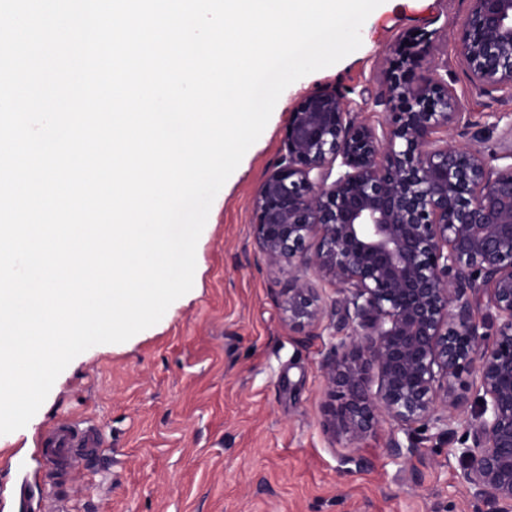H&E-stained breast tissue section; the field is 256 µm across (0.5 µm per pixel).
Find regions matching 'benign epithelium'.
Returning <instances> with one entry per match:
<instances>
[{
	"mask_svg": "<svg viewBox=\"0 0 512 512\" xmlns=\"http://www.w3.org/2000/svg\"><path fill=\"white\" fill-rule=\"evenodd\" d=\"M464 27L472 91H512V0H472ZM384 55L370 103L384 121L360 120L334 86L288 113L284 153L253 198L254 243L270 273L288 269V327L332 339L328 427L358 448L388 419L386 448L409 459L466 422L460 483L512 512V163L494 164L512 142H448L467 120L429 41ZM469 371L476 407L456 387Z\"/></svg>",
	"mask_w": 512,
	"mask_h": 512,
	"instance_id": "7a95c632",
	"label": "benign epithelium"
}]
</instances>
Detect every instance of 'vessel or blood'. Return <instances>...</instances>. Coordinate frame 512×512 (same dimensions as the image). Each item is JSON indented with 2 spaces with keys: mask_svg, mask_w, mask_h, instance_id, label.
I'll use <instances>...</instances> for the list:
<instances>
[{
  "mask_svg": "<svg viewBox=\"0 0 512 512\" xmlns=\"http://www.w3.org/2000/svg\"><path fill=\"white\" fill-rule=\"evenodd\" d=\"M103 445L99 426L92 420L71 418L54 423L39 437L45 479L38 498H21L20 512H71L70 502L56 492L53 477L79 469L84 458L97 454Z\"/></svg>",
  "mask_w": 512,
  "mask_h": 512,
  "instance_id": "b4317fda",
  "label": "vessel or blood"
}]
</instances>
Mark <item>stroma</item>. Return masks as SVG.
Returning <instances> with one entry per match:
<instances>
[{
    "mask_svg": "<svg viewBox=\"0 0 512 512\" xmlns=\"http://www.w3.org/2000/svg\"><path fill=\"white\" fill-rule=\"evenodd\" d=\"M469 0H383L361 46L281 94L260 138L216 195L196 247L190 292L128 341L75 357L37 413L6 434L37 490L38 436L64 417L96 422L104 450L58 490L76 512H487L459 484V438L390 456L382 422L359 448L325 426L319 364L329 336L304 338L283 310L286 276L266 270L252 237V201L288 135V113L318 86L352 88L353 111L385 68L384 49L430 34L472 129L512 113V94L479 96L457 58Z\"/></svg>",
    "mask_w": 512,
    "mask_h": 512,
    "instance_id": "35a3bbf8",
    "label": "stroma"
}]
</instances>
